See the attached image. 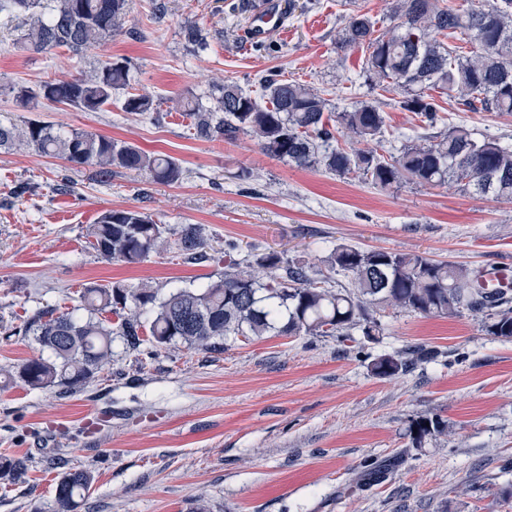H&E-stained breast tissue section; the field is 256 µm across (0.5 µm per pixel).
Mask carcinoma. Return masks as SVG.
Returning a JSON list of instances; mask_svg holds the SVG:
<instances>
[{
	"label": "carcinoma",
	"mask_w": 512,
	"mask_h": 512,
	"mask_svg": "<svg viewBox=\"0 0 512 512\" xmlns=\"http://www.w3.org/2000/svg\"><path fill=\"white\" fill-rule=\"evenodd\" d=\"M132 0H0V14L25 17L24 43L37 52L65 48L81 55L103 46L120 33L131 13ZM396 24L385 30L365 14L353 13L338 35L343 48L366 53L364 73L375 88L398 87L406 92L402 107L420 121L422 133L387 156L385 115L380 107L358 103L337 114L329 100L303 83L269 76L263 105L233 83H225L213 105L194 96L179 99L197 137L206 140L250 136L267 155L298 167L322 166L338 176L357 174L380 189L408 183L438 187L455 183L464 191L512 200V149L494 139L478 138L464 125H448L437 134L441 106L431 92L455 101L469 112H512V0H469L454 9L445 0H396ZM458 36L469 50L439 36ZM131 60L99 61L78 75L43 81L23 90V105L47 100L84 112H97L112 103V94L130 86ZM121 111H158L147 94L127 93ZM368 144L346 150L330 144V121ZM34 149L58 156L76 168L94 169L96 180L110 182L122 170L146 174L162 183L183 177L180 164L163 154L109 137L72 130L66 134L42 122L23 126L0 124V148ZM170 229L139 209H109L88 228L89 244L101 259L136 264L152 252L170 246ZM181 254L208 257L203 228L184 224L177 230ZM235 246L224 245V274L201 287L173 288L160 295L147 285L128 288L115 282L83 289V316L72 312L40 311L33 336L41 353L26 360L17 374L32 389L61 387L72 391L99 379L110 363L113 337L126 348L141 351L148 328L154 347L181 344L210 354L224 353L231 336L249 340L265 336H334L352 340L358 329L369 340L382 334L376 309L387 306L423 317L447 316L462 310L485 315V332L512 340V296L482 287L478 268L435 261L423 253L360 250L340 244L331 263L350 278L347 288L320 285L310 269L289 263L276 252L254 254L243 263ZM119 319L112 329L102 318ZM412 358L383 355L371 364L373 373L392 377L416 361L431 360L437 351L417 346ZM409 433L411 446L445 434L437 418L423 417ZM29 457L0 455V480L19 482L28 472ZM86 469L70 468L56 483V512H74L91 485Z\"/></svg>",
	"instance_id": "cac0c4a2"
}]
</instances>
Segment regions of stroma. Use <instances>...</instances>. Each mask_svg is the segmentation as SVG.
Wrapping results in <instances>:
<instances>
[{"label":"stroma","mask_w":512,"mask_h":512,"mask_svg":"<svg viewBox=\"0 0 512 512\" xmlns=\"http://www.w3.org/2000/svg\"><path fill=\"white\" fill-rule=\"evenodd\" d=\"M259 2L133 0L124 31L82 59L23 50V17L0 14V123L104 135L172 156L185 171L176 184L128 171L102 184L60 158L0 150V368L36 354L22 330L38 311L71 310L87 285L163 294L223 273L218 260L174 249L135 265L102 260L87 229L108 209L138 207L175 229L201 225L216 251L228 241L277 251L335 288L349 284L330 264L339 244L478 268L512 248V201L453 183L382 190L270 157L244 134L196 138L175 99L225 82L258 97L272 74L317 88L334 112L376 103L393 146L415 134L402 90L371 88L364 51L338 44L345 15L365 13L383 29L394 0H290L283 28L252 45L245 31ZM187 21L202 28L205 47L185 45ZM108 57L136 63L132 89L157 99L159 113L45 102L30 110L16 98ZM441 118L512 148V114L447 102ZM21 183L27 193L14 196ZM378 317L375 341L269 336L229 341L221 355L176 346L148 357L117 340L87 387H0V454L30 459L24 480H0V512H53L57 477L72 467L92 474L75 512H512V340L487 335L484 315L466 310L424 318L388 308ZM417 345L437 358L390 378L372 373L380 355ZM422 416L439 417L448 433L414 449L408 429ZM368 460L387 464L382 480L362 482Z\"/></svg>","instance_id":"1"}]
</instances>
